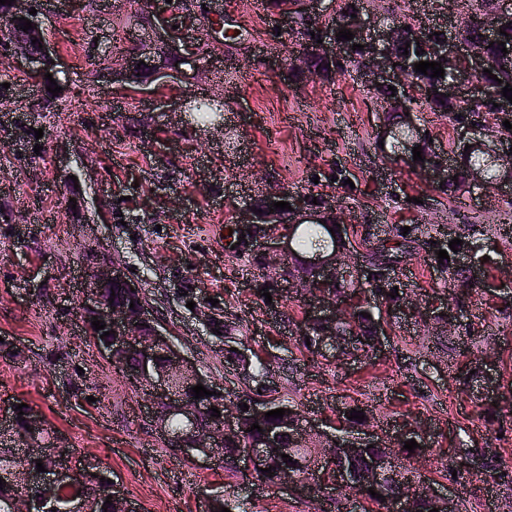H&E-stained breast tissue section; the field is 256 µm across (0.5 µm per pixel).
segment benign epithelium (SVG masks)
Instances as JSON below:
<instances>
[{"instance_id": "1", "label": "benign epithelium", "mask_w": 512, "mask_h": 512, "mask_svg": "<svg viewBox=\"0 0 512 512\" xmlns=\"http://www.w3.org/2000/svg\"><path fill=\"white\" fill-rule=\"evenodd\" d=\"M321 0H301V9L312 19L318 21L316 39L322 43L316 45V52L325 58H339L347 54L348 45L337 39L336 32L346 29L355 34L354 40L363 45L361 65L351 71V78L360 86L377 91L393 86L395 96L380 97L382 112L395 110L398 114V126L384 122L376 129L379 141L388 143L397 134V127L410 129L414 136L401 139L388 158L396 164L409 160L412 150L421 146L426 163L423 173L434 184L440 185L454 179L463 181L466 186L478 185L509 189L512 187V140L490 134L484 125L462 123L458 126L457 144L459 150L448 156L433 144L430 136L414 122L413 98L416 91L410 86V72L413 69L412 57H399L395 53L406 37L405 24L397 20L369 18L361 7H351L350 0H342L340 6L332 9L325 17L315 11V5ZM35 6L34 0H14L11 13L25 17L32 22L27 30L29 39L38 43L14 48L7 52L8 57L16 63L15 70L43 73L60 64V53L43 32L40 14L31 15L29 10ZM175 12L166 0H150L148 21H142L132 15L127 19L128 29L143 31L144 37L135 49L124 53L109 54V70L112 84L122 90L130 89V78L140 74L138 89L145 90L164 78L187 77L184 66L193 62V52L197 47L213 44L214 33L206 25H190L187 21H175ZM179 28L172 29L173 25ZM512 29V8L503 7L494 16L487 32L489 40L499 42L498 34L502 30ZM266 58L268 64L276 67L284 83L290 84L295 76L314 74L311 68V56L308 52L298 50L285 58L279 47L271 48ZM437 61L443 69H452V76L437 85V93L453 102L460 100L476 101L487 95L488 88L482 80L484 68L488 67L487 56L477 49L462 42L454 33L436 47ZM471 145L470 151H478L486 158L488 164L498 171V178L491 179L482 167L466 161L465 145ZM287 201L292 211L285 213L279 209L270 212L272 202ZM254 208L250 218L238 221V234L245 235L240 246L246 252L260 256L261 268L267 272L281 271L286 261L295 255L293 231L298 224L326 223L335 231L337 247L334 252H317L301 259L305 268L303 275L287 279V284L297 288L303 294H311L316 300L313 306L311 322L319 325L317 350L327 348L334 350L339 361H354L363 352L355 351L356 338L341 333L338 323L342 321L339 305L325 296L322 289L332 283L347 281L351 278L362 281L365 277L379 270L392 274L394 267L383 264L374 268L368 264L359 265L350 261L348 237L341 223L340 205L332 195L324 197L319 207L310 205L303 193H290L278 184H263L255 196ZM85 278L82 299L79 304L82 323L89 325L97 319L105 324L110 332L107 341L98 344L101 355L109 360L115 352L137 360V374L144 376L150 383L147 402L149 425L161 436L168 438L169 446L181 454L194 453L210 460L219 461L224 456V443L241 426V414L237 405L221 400L219 426L209 430L198 427L199 414L211 408L214 402L193 398L192 387L202 384L213 388L211 378L202 374L195 362L186 356L171 340L170 333L155 322L148 314L143 303L134 306L126 302L109 303L105 289L117 285L123 288L133 299H141L143 292L126 274L125 267L112 260L102 250L86 251L83 258ZM430 320L441 330V334L452 336L459 327L458 313L449 307L433 308ZM481 374L480 385L486 394L495 390L493 368L489 364L473 363ZM171 401L178 406L181 427L173 430L171 416L162 415L156 409L158 399ZM271 410L270 400L257 398L249 406L248 412L252 422L260 425L266 423L265 413ZM26 428L21 430L22 445L26 447L27 458L43 457L49 453L65 457V451L56 446V438H45V420L32 410L25 416ZM314 435H321L330 441V446L319 449L326 459L341 449L348 457L358 458L365 455L369 446L383 448L386 454L368 463L358 475L348 470L336 471L322 485L326 495L348 490L358 497L361 492L373 487L378 488L394 476L397 451L405 441L415 440L420 447L427 444L417 428L406 422L381 426L372 416H365L362 425L343 430L336 426L334 432L323 431L319 424L297 410L285 413L283 418L267 434L264 442L242 452L237 458L238 476L262 477V469L272 459L281 455L294 456L296 447L305 444ZM74 473L71 465L64 463L49 467L45 472L35 467H9L0 471V480L16 489L8 499L9 512H34L29 495L23 492L27 487H37L50 497L70 487ZM104 494L121 501L122 512H141V507L115 485L105 486ZM423 500H432L439 506V512H460L458 503L451 498L437 494L422 479L414 478L402 485L399 492L390 499L391 512H417L418 504Z\"/></svg>"}]
</instances>
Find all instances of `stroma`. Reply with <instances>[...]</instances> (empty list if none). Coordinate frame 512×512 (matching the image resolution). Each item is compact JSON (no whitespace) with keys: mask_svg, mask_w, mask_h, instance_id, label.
Returning <instances> with one entry per match:
<instances>
[{"mask_svg":"<svg viewBox=\"0 0 512 512\" xmlns=\"http://www.w3.org/2000/svg\"><path fill=\"white\" fill-rule=\"evenodd\" d=\"M223 6L250 32L249 51L213 55L192 83L155 94L120 91L92 73L87 42L105 49L122 35L113 0H70L63 12L45 0L43 28L62 56L60 111H31V83L16 79L11 61L0 63V96L9 102L0 138L11 142L0 154V206L15 216L0 221V337L23 351L20 360L0 359V402L25 400L73 460L98 464L143 512H205L208 496L219 492L245 512H326L323 499L228 479L216 462L169 451L143 418L145 397L86 342L76 317L82 253L95 242L131 268L151 316L227 400L241 385L219 331L233 322L246 347L267 361V384L295 409L331 422L336 406L356 398L379 423L406 420L429 438L413 466L432 488L465 492L462 512H489L492 504L503 512L512 490L476 475L463 488L442 470L462 444L492 445L501 467L512 470V197L474 187L453 201L419 170L389 163L374 145L382 114L349 76L283 85L261 62L273 25L262 0ZM221 88L219 119L235 133L230 151L193 113L159 105L163 96L203 98ZM69 175L84 191L81 221L69 209ZM260 179L335 195L358 259L389 226L419 225L422 243L396 275L421 309L455 301L434 262L449 228L482 229L485 280L470 288L457 333L474 337L473 358L497 365L505 389L500 426L485 428V402L461 392L456 365L422 319L382 309L384 351L355 363L301 348L308 298L287 288L265 300L257 258L226 248L225 231L249 208ZM211 297L216 306H208ZM207 306L212 319L199 321L197 310Z\"/></svg>","mask_w":512,"mask_h":512,"instance_id":"obj_1","label":"stroma"}]
</instances>
